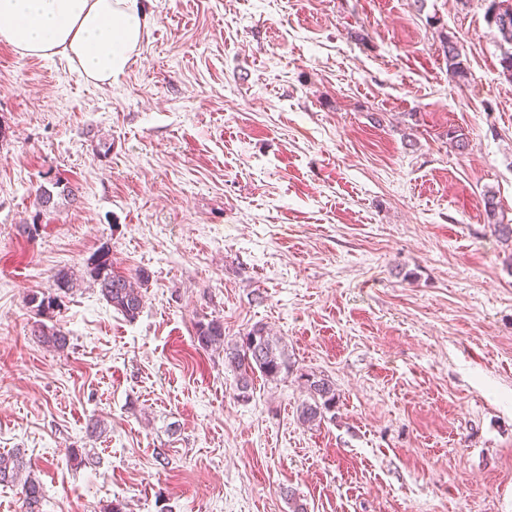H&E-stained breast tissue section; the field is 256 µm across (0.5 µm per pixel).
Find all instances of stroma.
<instances>
[{
    "label": "stroma",
    "instance_id": "35a3bbf8",
    "mask_svg": "<svg viewBox=\"0 0 512 512\" xmlns=\"http://www.w3.org/2000/svg\"><path fill=\"white\" fill-rule=\"evenodd\" d=\"M144 5L108 85L0 41V453L47 512H512V245L483 205L512 224V82L483 0ZM104 248L150 275L134 321L86 274ZM62 268L58 352L27 297ZM205 317L282 337L290 373L239 396ZM304 373L336 387L318 425ZM448 34L441 35L443 54L448 63V72L457 82L468 81L469 71L462 59V47ZM485 214L488 219V224H492L499 235L506 241L509 238L512 241V224H502L498 218L499 205L496 197L492 192H487L484 200ZM31 335L55 350H64L67 346V336L61 328L49 326L42 319L33 322ZM35 464L26 462L19 450L9 454H0V485L18 486L22 496L24 512H46L47 503L43 484L34 475ZM23 472L27 476L22 480Z\"/></svg>",
    "mask_w": 512,
    "mask_h": 512
}]
</instances>
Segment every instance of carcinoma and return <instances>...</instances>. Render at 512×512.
<instances>
[{"label": "carcinoma", "mask_w": 512, "mask_h": 512, "mask_svg": "<svg viewBox=\"0 0 512 512\" xmlns=\"http://www.w3.org/2000/svg\"><path fill=\"white\" fill-rule=\"evenodd\" d=\"M487 22L496 27L501 40L512 45V0H485ZM443 54L448 63V72L458 82L469 78V71L462 59V47L451 36L440 38ZM488 223L505 240L512 239V224H503L498 218L499 205L492 192L484 200ZM86 274L99 287L103 299L128 321H134L143 307L142 286L149 281V274L143 270L126 275L116 271L106 250L100 251L88 265ZM55 289L34 292L28 297V305L39 319L33 322L31 335L55 350L67 346V336L58 327L49 326L44 319H52L61 308L62 298L75 287L72 274L60 269L53 275ZM194 339L205 351L224 352V362L239 374V390L247 392L251 376L259 373L268 380H276L290 370V361L281 338L274 336L263 327H257L235 341L224 336V322L218 318L200 321L196 325ZM309 400L299 409V419L312 424L324 418V414L336 404L334 383L315 374L307 375ZM20 488L24 512H45L47 503L43 484L34 476V464L25 461L24 454L16 450L0 454V485Z\"/></svg>", "instance_id": "1"}]
</instances>
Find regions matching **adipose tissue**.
I'll list each match as a JSON object with an SVG mask.
<instances>
[{"mask_svg": "<svg viewBox=\"0 0 512 512\" xmlns=\"http://www.w3.org/2000/svg\"><path fill=\"white\" fill-rule=\"evenodd\" d=\"M149 21L143 0H0L1 41L101 85L127 68Z\"/></svg>", "mask_w": 512, "mask_h": 512, "instance_id": "ef3b65f1", "label": "adipose tissue"}]
</instances>
